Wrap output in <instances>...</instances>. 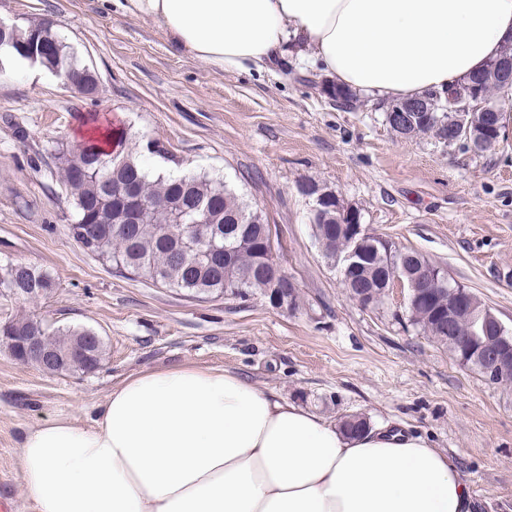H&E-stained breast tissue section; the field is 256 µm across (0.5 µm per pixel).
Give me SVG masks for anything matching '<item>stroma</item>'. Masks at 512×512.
Listing matches in <instances>:
<instances>
[{
	"mask_svg": "<svg viewBox=\"0 0 512 512\" xmlns=\"http://www.w3.org/2000/svg\"><path fill=\"white\" fill-rule=\"evenodd\" d=\"M0 21L53 22L98 80L87 98L47 70L0 79V264L55 278L33 301L0 296V321L85 326L105 345L90 375H49L0 350V503L31 512L18 461L27 429L87 420L127 376L195 364L234 369L334 421L359 414L420 436L458 459L478 512H512V381L461 365L411 325L400 292L372 308L353 301L299 191L308 182L335 191L372 232L441 267L512 330V134L481 156L403 138L377 102L343 112L305 86L309 68L295 55L261 73L218 71L103 0H0ZM86 112L163 148L143 153L144 164L224 177L258 206L303 308L276 310L258 295L194 299L116 276L84 250L49 152Z\"/></svg>",
	"mask_w": 512,
	"mask_h": 512,
	"instance_id": "stroma-1",
	"label": "stroma"
}]
</instances>
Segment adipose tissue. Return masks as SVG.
Listing matches in <instances>:
<instances>
[{
	"label": "adipose tissue",
	"mask_w": 512,
	"mask_h": 512,
	"mask_svg": "<svg viewBox=\"0 0 512 512\" xmlns=\"http://www.w3.org/2000/svg\"><path fill=\"white\" fill-rule=\"evenodd\" d=\"M211 68L289 51L373 99L484 70L512 43V0H113ZM33 512H472L448 453L386 427L359 435L235 370L182 365L114 385L89 422L28 429Z\"/></svg>",
	"instance_id": "1"
}]
</instances>
